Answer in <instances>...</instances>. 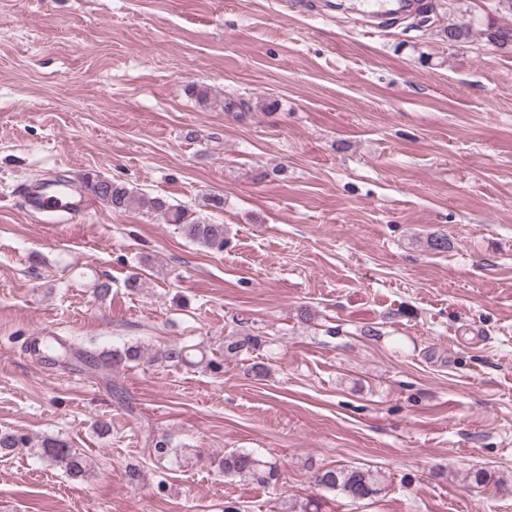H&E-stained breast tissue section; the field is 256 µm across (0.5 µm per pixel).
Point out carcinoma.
<instances>
[{
  "label": "carcinoma",
  "instance_id": "carcinoma-1",
  "mask_svg": "<svg viewBox=\"0 0 512 512\" xmlns=\"http://www.w3.org/2000/svg\"><path fill=\"white\" fill-rule=\"evenodd\" d=\"M472 32L469 22L448 24L446 35L448 42L467 41ZM486 41L498 48H512V27L490 26L484 32ZM88 192L104 206L115 212L128 210L135 200L134 194L124 184L100 177L88 178L84 182ZM142 206L162 215L166 223L177 227L186 239L207 249H224V225L207 224L189 218L187 210L181 206L167 203L161 198L137 201ZM260 336L247 331H239L224 337V359L237 358L261 347ZM44 351L52 358L66 360L77 355L95 372L106 376L112 367L121 363H138L143 358L144 350L139 344H125L121 348L107 351L76 348L75 343L67 342L56 336H42L34 339V351ZM153 360L173 367L192 368L202 363L211 366L214 360L206 359L205 353L188 345H172L153 356ZM37 456L45 462L63 468L73 477L87 472V462L81 453L72 448L64 439L46 436L36 448ZM219 471L226 478H244L264 486L277 482L280 473L277 465L251 451H231L224 453L218 462ZM314 483L321 490L332 493L351 502L371 500L381 492L378 475L358 466L332 467L317 472ZM320 504L315 499L304 502L288 500L282 503L281 512H319Z\"/></svg>",
  "mask_w": 512,
  "mask_h": 512
}]
</instances>
